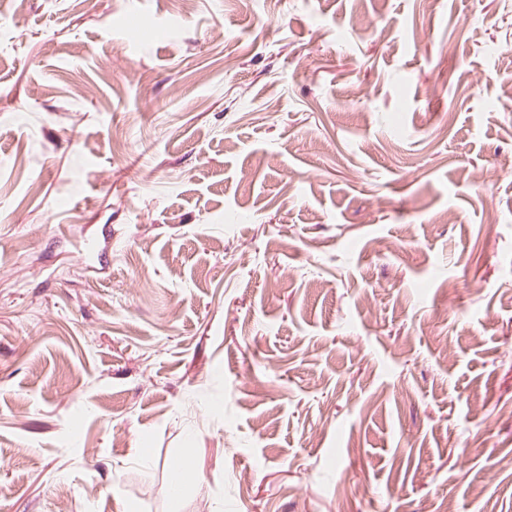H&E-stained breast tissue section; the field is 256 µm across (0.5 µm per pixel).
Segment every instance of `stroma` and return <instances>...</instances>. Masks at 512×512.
Wrapping results in <instances>:
<instances>
[{
	"instance_id": "stroma-1",
	"label": "stroma",
	"mask_w": 512,
	"mask_h": 512,
	"mask_svg": "<svg viewBox=\"0 0 512 512\" xmlns=\"http://www.w3.org/2000/svg\"><path fill=\"white\" fill-rule=\"evenodd\" d=\"M132 504L512 512L506 0L0 17V512Z\"/></svg>"
}]
</instances>
